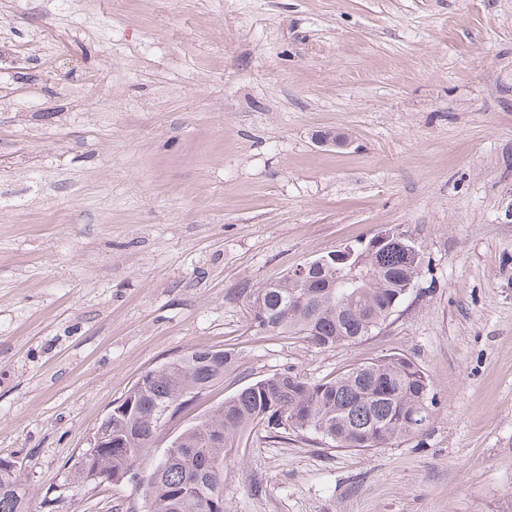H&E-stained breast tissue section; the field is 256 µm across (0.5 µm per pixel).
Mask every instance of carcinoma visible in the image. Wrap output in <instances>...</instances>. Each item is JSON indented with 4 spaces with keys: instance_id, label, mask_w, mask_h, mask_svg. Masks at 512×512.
Returning <instances> with one entry per match:
<instances>
[{
    "instance_id": "cac0c4a2",
    "label": "carcinoma",
    "mask_w": 512,
    "mask_h": 512,
    "mask_svg": "<svg viewBox=\"0 0 512 512\" xmlns=\"http://www.w3.org/2000/svg\"><path fill=\"white\" fill-rule=\"evenodd\" d=\"M422 255L407 261L393 238L364 252L354 284L338 267H318L305 278L243 289L250 326L258 332L302 336L322 348L356 342L381 328L410 293ZM237 362L231 348L204 347L147 372L112 406L110 448H88L79 460L83 479L119 485L143 466L161 430L155 407L182 403L224 381ZM435 403L428 375L395 353L364 362L316 384L295 372L256 379L217 408L195 418L145 477L146 512H215L224 458L261 425L309 433L336 448H382L418 431ZM30 493L20 477H0V512H28Z\"/></svg>"
}]
</instances>
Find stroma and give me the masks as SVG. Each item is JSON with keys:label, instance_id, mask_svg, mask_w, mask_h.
<instances>
[{"label": "stroma", "instance_id": "35a3bbf8", "mask_svg": "<svg viewBox=\"0 0 512 512\" xmlns=\"http://www.w3.org/2000/svg\"><path fill=\"white\" fill-rule=\"evenodd\" d=\"M511 204L512 0H0V457L29 512H144L76 462L200 347L239 360L191 419L395 352L436 397L384 448L244 437L225 512H512ZM390 228L424 264L381 329L250 327L241 289Z\"/></svg>", "mask_w": 512, "mask_h": 512}]
</instances>
